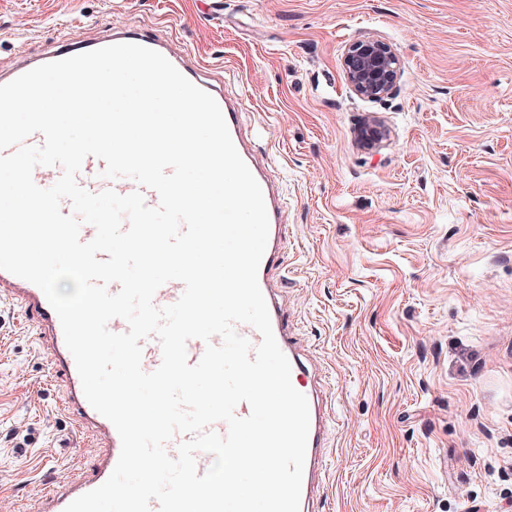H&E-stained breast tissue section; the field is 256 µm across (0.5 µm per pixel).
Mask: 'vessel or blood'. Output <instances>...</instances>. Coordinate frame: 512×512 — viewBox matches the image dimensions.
<instances>
[{
	"label": "vessel or blood",
	"mask_w": 512,
	"mask_h": 512,
	"mask_svg": "<svg viewBox=\"0 0 512 512\" xmlns=\"http://www.w3.org/2000/svg\"><path fill=\"white\" fill-rule=\"evenodd\" d=\"M177 26L168 24L166 34H145L128 28L113 32L108 44L133 43L155 50L166 57L189 81L211 93L225 117L231 137H238V108L225 103L222 91L199 75L198 65L188 63L186 50L177 46ZM254 178L259 183L269 218V235L259 271L258 283L266 300L271 325L276 341L291 364V383L303 393L309 404L310 429L302 478L299 512H311L310 497L313 486L326 468L324 441L327 417L321 403L313 377L300 354L299 341L293 336L288 325V312L280 302L272 285L270 273L284 266L285 226L280 222V204L270 180L271 164L267 158L252 154L246 148H239ZM105 163L95 157H87L77 175L80 186L98 193L107 189L126 195L139 190L137 183L129 178L109 180L103 177ZM142 191V190H139ZM148 206L159 203L154 190L142 191ZM0 288L7 289L25 318L37 330L41 340L53 349L55 374L64 392L63 410L68 417L89 437L99 439L103 451L94 467L83 477L52 483L35 505V512H64L65 507L81 495L102 485L113 472L121 452V439L113 424L99 414L84 396L75 361L66 347L60 320L47 301L42 290L33 283L9 272L0 270Z\"/></svg>",
	"instance_id": "obj_1"
}]
</instances>
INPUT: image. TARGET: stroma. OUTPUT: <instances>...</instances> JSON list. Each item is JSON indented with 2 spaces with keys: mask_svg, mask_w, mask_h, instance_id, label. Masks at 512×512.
Returning a JSON list of instances; mask_svg holds the SVG:
<instances>
[{
  "mask_svg": "<svg viewBox=\"0 0 512 512\" xmlns=\"http://www.w3.org/2000/svg\"><path fill=\"white\" fill-rule=\"evenodd\" d=\"M169 18L286 201L274 279L332 414L316 512L512 505V0H0V70ZM368 36L401 60L381 101L342 68ZM61 395L0 292V512L97 457Z\"/></svg>",
  "mask_w": 512,
  "mask_h": 512,
  "instance_id": "stroma-1",
  "label": "stroma"
}]
</instances>
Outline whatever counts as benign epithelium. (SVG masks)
I'll list each match as a JSON object with an SVG mask.
<instances>
[{"label":"benign epithelium","mask_w":512,"mask_h":512,"mask_svg":"<svg viewBox=\"0 0 512 512\" xmlns=\"http://www.w3.org/2000/svg\"><path fill=\"white\" fill-rule=\"evenodd\" d=\"M350 89L358 96L379 100L394 94L400 74V59L386 42L366 38L351 43L342 60ZM386 137L377 122L366 120L359 128V138L373 148Z\"/></svg>","instance_id":"1"}]
</instances>
